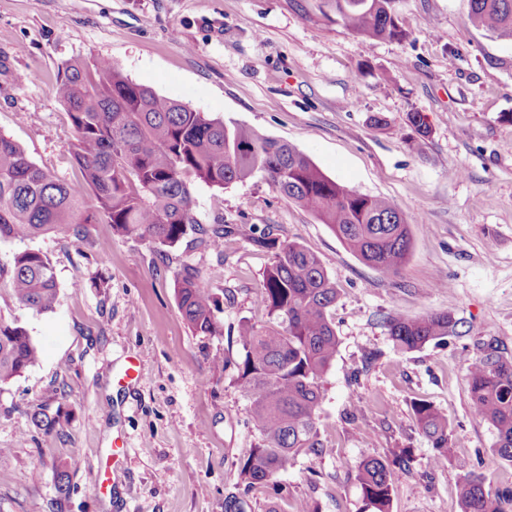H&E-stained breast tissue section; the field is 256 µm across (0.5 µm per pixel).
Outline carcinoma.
Instances as JSON below:
<instances>
[{"instance_id": "carcinoma-1", "label": "carcinoma", "mask_w": 512, "mask_h": 512, "mask_svg": "<svg viewBox=\"0 0 512 512\" xmlns=\"http://www.w3.org/2000/svg\"><path fill=\"white\" fill-rule=\"evenodd\" d=\"M392 2L334 0V6L350 32L400 41L408 29ZM469 21L512 39V0H470ZM57 93L74 129L72 156L81 177L56 178L31 162L18 144L0 136V239L61 233L78 240L85 237L87 225L103 221L117 235L166 247L179 243L194 226L199 242L218 250L240 228L222 217L208 228L198 225L193 183L222 189L260 171L382 276H397L409 260V223L390 200L328 178L284 142L244 124L228 126L221 118L161 96L103 58L67 65ZM253 243L272 253L260 295L268 320L239 325L244 357L235 367L261 444L240 465L242 489L224 498V512H247L249 493L276 486L299 457L325 453L319 430L322 381L338 346L331 317L338 292L317 255L300 243L279 240L271 230ZM2 284L17 303L37 314L55 308L56 276L38 251L17 253L9 264H0ZM175 292L190 329L209 336L223 332L214 316V295L195 269L183 268ZM386 326L395 348L406 354L462 335L463 321L446 310L416 319L391 316ZM41 354L23 326L0 320V387L35 365ZM466 373L474 412L495 432V453L512 463V359L491 338L468 359ZM55 402L52 392L27 410L34 427L46 434L60 431L66 419ZM411 410L436 459L448 457V416L424 399L414 400ZM356 480L371 512H391L394 489L387 460L362 461ZM459 495L462 512H507L512 507L511 489L493 493L475 472L462 477Z\"/></svg>"}]
</instances>
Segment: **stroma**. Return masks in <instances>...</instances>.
I'll return each instance as SVG.
<instances>
[{"label": "stroma", "instance_id": "35a3bbf8", "mask_svg": "<svg viewBox=\"0 0 512 512\" xmlns=\"http://www.w3.org/2000/svg\"><path fill=\"white\" fill-rule=\"evenodd\" d=\"M410 35L352 34L328 0H0V135L63 180L78 168L73 127L56 94L66 64L112 60L124 76L193 110L243 123L307 155L329 178L383 196L411 219L413 247L386 278L354 256L328 225L274 190L263 173L218 189L192 186L202 225L241 227L221 251L188 232L160 247L93 224L83 240L50 233L0 241V264L45 255L59 288L36 314L0 288V319L42 348L0 388V512H224L239 465L261 436L236 383L240 323L259 305L269 252L251 241L273 229L320 258L335 283L336 359L323 379L325 455L300 457L280 476L312 512H365L355 479L367 457L392 460V512H461L468 472L512 488V464L473 411L465 365L496 338L512 356V40L474 27L469 0H396ZM421 113V138L407 115ZM385 118L382 127L374 117ZM195 268L219 301L216 336L193 332L174 280ZM445 309L467 333L403 354L390 315ZM137 358L141 379L117 374ZM230 358L218 368L214 358ZM69 412L63 429L38 431L27 408L51 387ZM447 414L450 458L435 460L411 403ZM71 462L58 495L55 466Z\"/></svg>", "mask_w": 512, "mask_h": 512}]
</instances>
